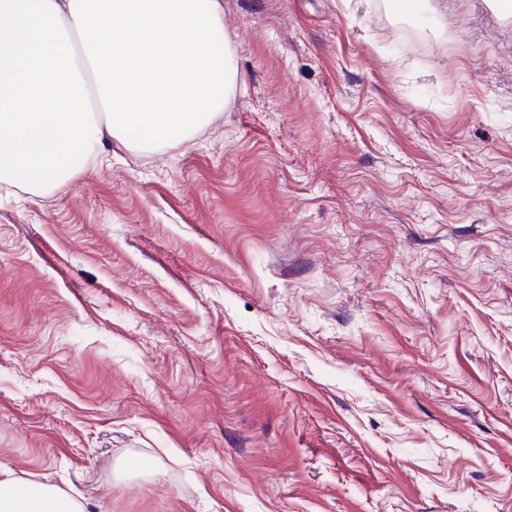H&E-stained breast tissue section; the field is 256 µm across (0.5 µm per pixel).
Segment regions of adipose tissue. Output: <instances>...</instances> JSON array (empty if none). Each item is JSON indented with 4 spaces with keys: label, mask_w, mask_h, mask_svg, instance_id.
Here are the masks:
<instances>
[{
    "label": "adipose tissue",
    "mask_w": 512,
    "mask_h": 512,
    "mask_svg": "<svg viewBox=\"0 0 512 512\" xmlns=\"http://www.w3.org/2000/svg\"><path fill=\"white\" fill-rule=\"evenodd\" d=\"M0 512H87V507L58 486L28 483L0 469Z\"/></svg>",
    "instance_id": "adipose-tissue-1"
}]
</instances>
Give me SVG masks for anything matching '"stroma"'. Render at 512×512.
<instances>
[{"mask_svg":"<svg viewBox=\"0 0 512 512\" xmlns=\"http://www.w3.org/2000/svg\"><path fill=\"white\" fill-rule=\"evenodd\" d=\"M222 3L190 136L0 188V469L88 512H512V14Z\"/></svg>","mask_w":512,"mask_h":512,"instance_id":"35a3bbf8","label":"stroma"}]
</instances>
